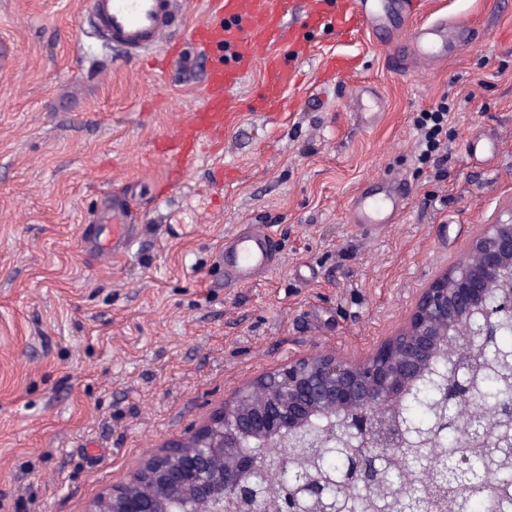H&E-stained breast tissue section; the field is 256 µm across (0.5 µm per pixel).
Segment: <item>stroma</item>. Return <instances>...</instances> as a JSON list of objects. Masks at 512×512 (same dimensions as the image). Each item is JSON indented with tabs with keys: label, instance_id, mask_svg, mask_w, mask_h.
Here are the masks:
<instances>
[{
	"label": "stroma",
	"instance_id": "stroma-1",
	"mask_svg": "<svg viewBox=\"0 0 512 512\" xmlns=\"http://www.w3.org/2000/svg\"><path fill=\"white\" fill-rule=\"evenodd\" d=\"M481 24L441 65H400L359 33L321 28L281 112L238 89L236 125L204 140L178 183L153 143L203 102L210 62L176 38L143 60L90 38L82 0H0V512H87L145 455L258 377L306 354L369 355L512 209V0H431ZM354 60L324 73L327 57ZM382 94L372 124L354 87ZM448 134L417 124L440 102ZM488 135L497 154H469ZM404 183L395 224H352L354 193ZM127 194L141 226L123 257L101 213ZM265 225L279 263L224 285L215 258Z\"/></svg>",
	"mask_w": 512,
	"mask_h": 512
}]
</instances>
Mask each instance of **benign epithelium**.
I'll use <instances>...</instances> for the list:
<instances>
[{
	"mask_svg": "<svg viewBox=\"0 0 512 512\" xmlns=\"http://www.w3.org/2000/svg\"><path fill=\"white\" fill-rule=\"evenodd\" d=\"M512 322V211L483 224L462 257L419 296L402 327L366 358L334 352L297 359L235 392L224 407L190 435L171 441L143 460L129 480L96 500L88 512H168L173 500L190 501L196 512H224V499L260 495L265 462L251 444L303 433L328 413L342 418L341 435L363 443L354 484L376 485L389 462L404 460L405 432L392 419L414 385L431 368L448 337L462 329L479 346L493 345L497 326ZM448 391L439 403L456 426L467 398L456 386H470L465 359L445 375ZM497 447L512 456V419L492 413ZM280 512H341L326 487L314 480L299 487L294 507Z\"/></svg>",
	"mask_w": 512,
	"mask_h": 512,
	"instance_id": "obj_1",
	"label": "benign epithelium"
}]
</instances>
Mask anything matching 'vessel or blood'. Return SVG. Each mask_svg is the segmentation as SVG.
Returning a JSON list of instances; mask_svg holds the SVG:
<instances>
[{
  "label": "vessel or blood",
  "instance_id": "vessel-or-blood-1",
  "mask_svg": "<svg viewBox=\"0 0 512 512\" xmlns=\"http://www.w3.org/2000/svg\"><path fill=\"white\" fill-rule=\"evenodd\" d=\"M216 19L193 27L192 43L210 55L212 63L202 105L175 130L159 138L156 152L172 175H179L197 158V146L207 137L222 134L236 118L233 95L245 74L263 67V81L255 98L258 111L279 110L283 93L295 83L296 64L310 53L309 33L333 25L337 33L364 29L382 41L383 47L400 43L406 59L435 62L448 56L446 21L417 24L407 42H400V22L416 16L422 0H208ZM183 0H87L91 33L103 43L130 56H141L161 41ZM405 208L399 187L392 189L370 209L352 199L348 219L354 224H391ZM134 211L124 196L112 198V236L108 248L123 254L133 245ZM278 260L276 241L265 230H247L234 237L232 250L219 257L228 285L250 283L255 275L272 269Z\"/></svg>",
  "mask_w": 512,
  "mask_h": 512
}]
</instances>
